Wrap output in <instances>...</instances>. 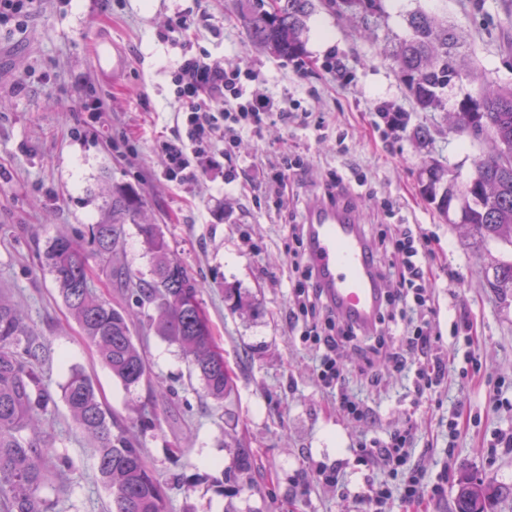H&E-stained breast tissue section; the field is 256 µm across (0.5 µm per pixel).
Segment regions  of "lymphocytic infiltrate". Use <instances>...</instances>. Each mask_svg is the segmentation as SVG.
<instances>
[{"instance_id":"f902f5d3","label":"lymphocytic infiltrate","mask_w":512,"mask_h":512,"mask_svg":"<svg viewBox=\"0 0 512 512\" xmlns=\"http://www.w3.org/2000/svg\"><path fill=\"white\" fill-rule=\"evenodd\" d=\"M172 74L185 126L184 134L161 145L167 173L173 179H186L195 159L215 155L231 159L244 137L260 138L267 121L287 126L299 119L287 101L260 92V74L252 67L229 68L208 54L185 49L174 62ZM306 236V225H289L287 253L302 278L289 317L301 323L304 339L312 340L320 351L316 373L320 385L335 390L341 407L369 417L368 407L344 391V368L336 359L341 336L354 335L355 330L341 325L315 278L307 258ZM371 247L388 292L387 308L373 328L375 338L368 351L397 369L404 365L405 352L421 353L424 361L417 370L416 390L435 391L447 375V364L431 318L430 295L422 286L428 267L418 229L413 224L388 225L372 238ZM407 439V432L391 433L387 440L364 449L362 459L386 467L390 474H402L401 499L413 506L435 500L443 488L436 484L424 489L421 471L408 463Z\"/></svg>"}]
</instances>
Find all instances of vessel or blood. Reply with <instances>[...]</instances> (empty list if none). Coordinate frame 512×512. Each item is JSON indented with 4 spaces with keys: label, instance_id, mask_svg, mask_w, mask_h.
<instances>
[{
    "label": "vessel or blood",
    "instance_id": "b4317fda",
    "mask_svg": "<svg viewBox=\"0 0 512 512\" xmlns=\"http://www.w3.org/2000/svg\"><path fill=\"white\" fill-rule=\"evenodd\" d=\"M306 247L319 282L342 319L370 326L384 307V290L352 211L331 202L314 206Z\"/></svg>",
    "mask_w": 512,
    "mask_h": 512
}]
</instances>
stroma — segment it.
<instances>
[{"mask_svg":"<svg viewBox=\"0 0 512 512\" xmlns=\"http://www.w3.org/2000/svg\"><path fill=\"white\" fill-rule=\"evenodd\" d=\"M385 13L362 32L353 18L316 7L306 55L286 61L255 47L234 16V0H42L21 33L0 30V293L23 306L44 346L43 381L55 403L44 430L72 469L64 490L51 493L53 512H111L97 469L98 453L73 423L61 388L71 369L91 376L113 416L128 426L147 465L165 487L167 512H366L370 484L386 483L388 512H406L401 480L365 466L360 450L390 433L412 432L410 462L444 492L429 512H456L461 474L494 480L493 512H512V450L491 449L495 433L512 430V293L489 288V258L512 259V247L481 245L441 219L423 192L424 169L437 160L468 177L487 154L486 139L450 133L442 112L418 111L385 49L405 36L406 17L421 10L457 27L472 71L449 87V108L479 96L485 85L512 87V0H385ZM190 22L182 39L228 66L257 69L264 93L289 95L323 121L313 128L268 123L260 142L243 141L232 161L207 165L197 181L170 179L159 149L181 131L171 67L178 50L167 39L176 13ZM114 44L115 72L98 69L94 44ZM345 59L336 76L330 57ZM406 116V132L385 141L375 97ZM99 100L103 111L85 109ZM431 130L419 142L416 127ZM297 152L305 168L286 195L247 178L258 155ZM359 169L366 183L337 196L366 233L391 219L419 225L428 240L425 288L449 355L448 379L417 393V354L396 370L346 346L338 357L350 395L368 406L362 420L341 409L315 376L316 346L288 323L293 297L286 252L288 227L305 221L325 193L328 173ZM138 195L200 288L215 343L233 390L209 398L176 344L157 336L131 292L114 287L88 254L94 292L112 306L137 311L134 339L150 368L147 382L126 389L104 368L69 315L43 259L50 240L85 234L100 217L103 196ZM120 264L150 278L152 257L136 224L125 226ZM473 322L482 367L467 376L464 343L453 342L456 315ZM156 400V417L141 426L133 405ZM503 406H496V399ZM461 410L456 442L448 418Z\"/></svg>","mask_w":512,"mask_h":512,"instance_id":"obj_1","label":"stroma"}]
</instances>
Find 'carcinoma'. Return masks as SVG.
I'll return each mask as SVG.
<instances>
[{"instance_id":"carcinoma-1","label":"carcinoma","mask_w":512,"mask_h":512,"mask_svg":"<svg viewBox=\"0 0 512 512\" xmlns=\"http://www.w3.org/2000/svg\"><path fill=\"white\" fill-rule=\"evenodd\" d=\"M236 2L238 18L256 46L284 60L305 55L313 0H277L273 12L266 9L264 0ZM344 3L339 15L366 23L385 14L384 0ZM406 23L408 34L390 53L399 78L420 111L444 110L445 90L463 74L458 36L438 16L423 11L410 14ZM459 108L492 135L501 152L479 160L455 194L448 193V168L429 164L425 192L444 217L457 195H462L460 221L469 225L470 237L512 246V88L489 87L477 98L464 99ZM140 212L136 197L112 193L100 219L88 225L89 243L117 287L132 289L143 303L157 309V334L180 348L192 372L203 381L207 396L221 401L232 388L224 358L216 350L207 321L201 320L202 306L188 307L183 302L188 293L199 298L200 289L157 225H138L154 262L151 280H135L125 269L112 266L124 224L136 220ZM45 262L100 363L126 388L141 384L148 376V364L133 341V314L95 296L81 242L67 236L54 238ZM485 277L491 287L512 291V260L495 261ZM42 351L22 309L0 298V512H50L52 503L45 494L51 488L50 478L61 483L72 467L67 457L54 452L50 438L39 427L52 401L40 372ZM62 397L77 428L98 448V471L112 496V512H167L163 486L146 465L138 441L112 419L90 377L72 370L62 386ZM496 496L493 481L466 475L458 483L457 512H488Z\"/></svg>"}]
</instances>
